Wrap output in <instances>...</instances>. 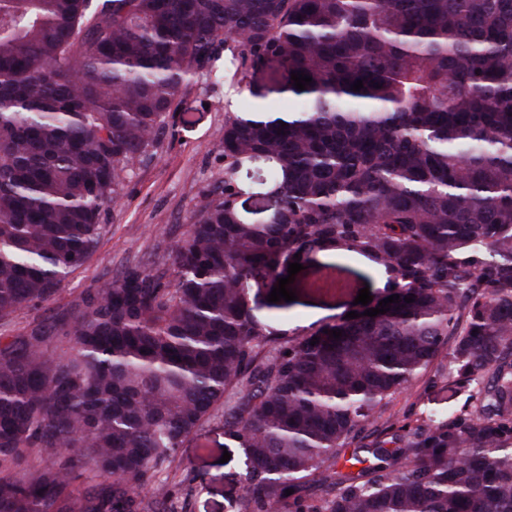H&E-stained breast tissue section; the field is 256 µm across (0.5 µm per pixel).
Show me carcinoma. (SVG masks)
I'll return each instance as SVG.
<instances>
[{"label": "carcinoma", "instance_id": "cac0c4a2", "mask_svg": "<svg viewBox=\"0 0 512 512\" xmlns=\"http://www.w3.org/2000/svg\"><path fill=\"white\" fill-rule=\"evenodd\" d=\"M232 44L254 96L303 107L225 117L172 279L129 267L11 334ZM256 157L284 201L264 224L237 206ZM325 250L389 273L372 307L398 302L296 338L262 323L252 290ZM450 338L473 405L365 441ZM210 422L246 449L240 512H512V0H0V512H156ZM43 451L59 465L19 475Z\"/></svg>", "mask_w": 512, "mask_h": 512}]
</instances>
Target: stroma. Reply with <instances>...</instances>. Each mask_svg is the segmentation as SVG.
Wrapping results in <instances>:
<instances>
[{
	"instance_id": "stroma-1",
	"label": "stroma",
	"mask_w": 512,
	"mask_h": 512,
	"mask_svg": "<svg viewBox=\"0 0 512 512\" xmlns=\"http://www.w3.org/2000/svg\"><path fill=\"white\" fill-rule=\"evenodd\" d=\"M230 59L225 52L217 63L220 81L204 74L191 77L171 114L173 137L165 139L152 158L132 168L118 202L104 215L106 229L97 250L69 275L54 298L37 311H18L15 328H23L35 315L52 318L85 291L103 287L127 267L170 268L173 247L206 203L208 190L224 176L220 150L225 116L253 111L256 105ZM265 171V162L256 160L243 165L237 174L246 190L239 211L255 224L263 222L274 208L273 198L266 194ZM386 280L381 268L363 257L333 250L319 252L295 276L291 289L297 299L289 304L287 320L277 321L269 308L260 310L259 316L270 323L280 322L289 336H300L353 311L360 289L378 296ZM468 398V389L454 377L430 369L416 375L383 407L376 425L385 427L413 410L443 415L462 407ZM244 460V449L225 438L222 426L205 425L178 451L180 471L191 473L195 481L192 491L174 495L173 512H239Z\"/></svg>"
}]
</instances>
